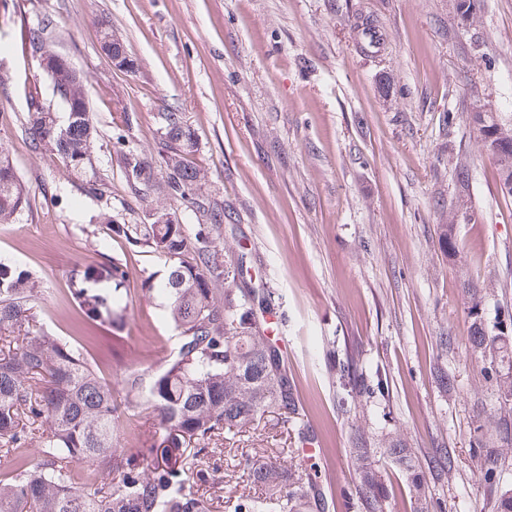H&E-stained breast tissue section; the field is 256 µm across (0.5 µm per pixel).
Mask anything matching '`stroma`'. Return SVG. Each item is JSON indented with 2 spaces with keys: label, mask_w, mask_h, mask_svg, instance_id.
Segmentation results:
<instances>
[{
  "label": "stroma",
  "mask_w": 512,
  "mask_h": 512,
  "mask_svg": "<svg viewBox=\"0 0 512 512\" xmlns=\"http://www.w3.org/2000/svg\"><path fill=\"white\" fill-rule=\"evenodd\" d=\"M8 0L0 8V145L31 207L0 224V260L49 288L43 324L75 342L86 334L76 303H62L73 271L129 257L132 287L164 260L108 241L86 242L106 222L144 224L150 208L199 223L196 208L159 187L130 188L118 165L113 120L128 113L126 144L164 174V113H182L205 178L199 198L224 207V263L273 292L265 333L277 341L321 441V486L338 512H353L349 438L362 428L400 436L419 459L447 449V479L428 484L441 512H497L512 488V453L485 483L479 419L499 426L490 446L512 445V404L472 360L468 291L484 289L486 328L512 321V194L482 146L472 114L512 116V0ZM51 20L53 51L86 79L98 131L94 164L105 200L79 194L66 172L34 151L25 132L24 85L52 88L38 61L16 48L21 24ZM126 46L115 68L101 27ZM381 34L378 48L362 31ZM470 169L469 191L453 173ZM453 223L459 249L440 227ZM166 303L132 301L120 342L91 355L106 377L154 374L179 340ZM447 345H440V338ZM352 356L368 383L385 379L350 412L339 406L336 363ZM450 379L442 388L436 369ZM489 446V447H490ZM210 512H234L233 494L207 466L186 485Z\"/></svg>",
  "instance_id": "obj_1"
}]
</instances>
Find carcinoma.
Returning a JSON list of instances; mask_svg holds the SVG:
<instances>
[{
    "mask_svg": "<svg viewBox=\"0 0 512 512\" xmlns=\"http://www.w3.org/2000/svg\"><path fill=\"white\" fill-rule=\"evenodd\" d=\"M52 23L22 27L18 47L31 56L46 49ZM44 71L53 96L67 110L60 122L44 103L41 86L29 84L26 131L34 150L49 152L65 168L81 194L103 199L105 179L93 167L97 131L90 116L83 78L75 69L45 53ZM163 150L167 173L162 189L171 198L190 200L201 180L191 160L194 141L182 113H164ZM126 181L149 188L156 174L145 158L113 143ZM502 182L512 179V153L494 154ZM30 208L28 192L8 154L0 148V224H11ZM207 223L189 228L150 212L147 224L106 225V235L165 258V271L147 288L130 289L127 261L112 258L99 270L69 281L67 300L77 302L86 319L115 331L132 297L148 302L153 292L168 299L165 319L179 335L177 349L162 370L145 380L129 371L112 381L94 368L83 350L43 330L37 308L48 289L32 273L0 262V457L12 461L0 474V512H208L203 499L185 491L188 472L203 464L220 472L224 440L270 417L299 447H320L296 383L288 376L279 347L259 327L258 313L271 311L266 288L235 287L236 272L224 267L220 226L224 210L197 202ZM112 284L103 295L93 289ZM470 355L485 361L487 375L512 369V340L504 327L491 336L482 313L486 294L469 290ZM337 381L346 406L368 390L353 361L338 363ZM152 422L149 448H131L126 425ZM373 442L357 431L350 439L359 512H385L388 492L374 460ZM384 454L406 475L414 512H432L427 479L451 469L440 449L421 462L396 437L385 441ZM280 463L246 462L235 489L234 512H333L336 501L317 481L315 465L279 452Z\"/></svg>",
    "mask_w": 512,
    "mask_h": 512,
    "instance_id": "obj_1",
    "label": "carcinoma"
}]
</instances>
